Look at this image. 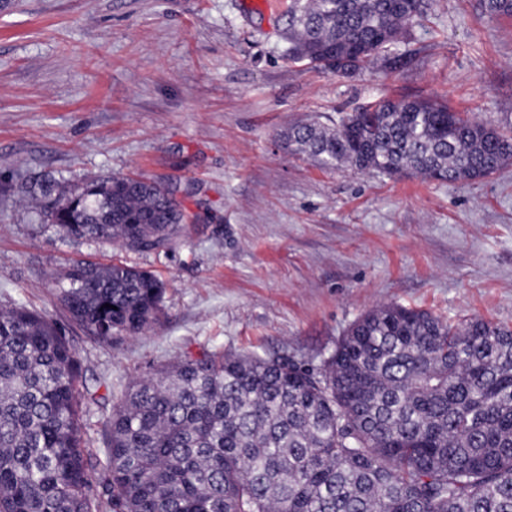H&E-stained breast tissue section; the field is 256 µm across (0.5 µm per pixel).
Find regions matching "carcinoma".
<instances>
[{
  "label": "carcinoma",
  "instance_id": "obj_1",
  "mask_svg": "<svg viewBox=\"0 0 512 512\" xmlns=\"http://www.w3.org/2000/svg\"><path fill=\"white\" fill-rule=\"evenodd\" d=\"M422 0H293L289 55L337 73L386 56ZM320 167L459 182L512 161V135L430 102L288 128ZM66 237L156 250L185 214L154 179L97 176L31 188ZM164 283L122 263L74 261L54 296L87 334L136 335ZM82 369L50 318L0 309V512H512V330L398 303L355 319L319 362L186 353L136 381L81 434Z\"/></svg>",
  "mask_w": 512,
  "mask_h": 512
}]
</instances>
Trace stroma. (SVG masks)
<instances>
[{"label":"stroma","mask_w":512,"mask_h":512,"mask_svg":"<svg viewBox=\"0 0 512 512\" xmlns=\"http://www.w3.org/2000/svg\"><path fill=\"white\" fill-rule=\"evenodd\" d=\"M0 0V306L60 326L102 450L122 390L185 352L320 360L361 314L399 303L512 327V164L465 182L325 170L280 135L384 99L438 102L512 130V17L424 0L390 57L345 76L288 57L289 0ZM143 175L188 220L167 248L62 237L26 191ZM84 260L167 285L157 325L100 341L53 296Z\"/></svg>","instance_id":"1"}]
</instances>
